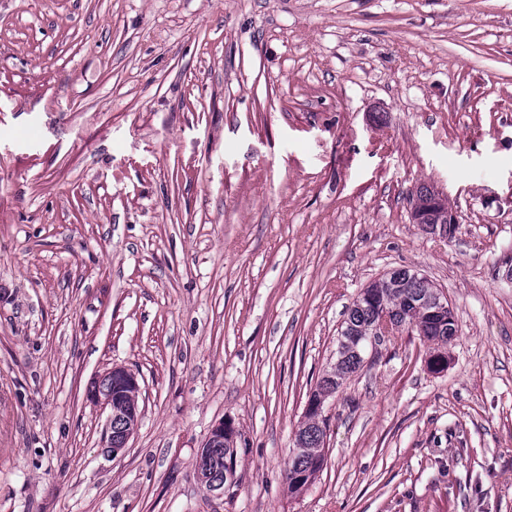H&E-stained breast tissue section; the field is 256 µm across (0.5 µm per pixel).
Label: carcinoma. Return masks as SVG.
<instances>
[{
  "instance_id": "1",
  "label": "carcinoma",
  "mask_w": 512,
  "mask_h": 512,
  "mask_svg": "<svg viewBox=\"0 0 512 512\" xmlns=\"http://www.w3.org/2000/svg\"><path fill=\"white\" fill-rule=\"evenodd\" d=\"M412 218L431 230L448 233V207L440 202L437 192L428 186L417 189L413 199ZM406 330L435 345L433 357L439 364L448 363L445 348L457 335L456 323L440 291L425 277L410 269H395L365 288L350 307L337 338L336 363L321 378L310 401L324 392H336L363 363L365 348L381 335L380 326ZM326 419L305 422L295 436V448L288 461V493H300L321 468L324 461ZM236 440L224 435V441L203 449L201 469L209 472L214 482L226 481L234 472Z\"/></svg>"
}]
</instances>
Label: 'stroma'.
<instances>
[{"label":"stroma","instance_id":"stroma-1","mask_svg":"<svg viewBox=\"0 0 512 512\" xmlns=\"http://www.w3.org/2000/svg\"><path fill=\"white\" fill-rule=\"evenodd\" d=\"M397 268L447 296L448 366L367 349L289 494L344 315ZM116 366L115 455L87 390ZM0 512H512V0H0ZM440 199L439 194L430 187L418 188L413 199L412 218L415 223L425 224L433 231L439 226V231L447 235L451 230V224H457L458 221L452 211H448L445 203H440ZM112 376V388L109 391H97L90 393V399L103 409H109V447L112 454H118L127 445L129 439L136 432L139 425L138 406L135 402L127 403L124 395L128 390L138 391L139 385L134 373L124 367H113L110 371ZM125 414L130 418L128 427L112 442V430L119 431L124 426V421L119 417ZM113 443V444H112ZM234 434L233 430L231 435L224 434V421H220L212 427L205 443L207 441L223 442L217 443L213 448H203L204 445L202 446L201 469L207 470L211 479L216 482H210L202 470H198L200 483L208 493L224 494V486L228 482L226 477L233 479L228 473L231 472L234 475L233 461L237 449L234 448V444H236V440L233 439ZM219 481H223L224 486L217 484Z\"/></svg>","mask_w":512,"mask_h":512}]
</instances>
